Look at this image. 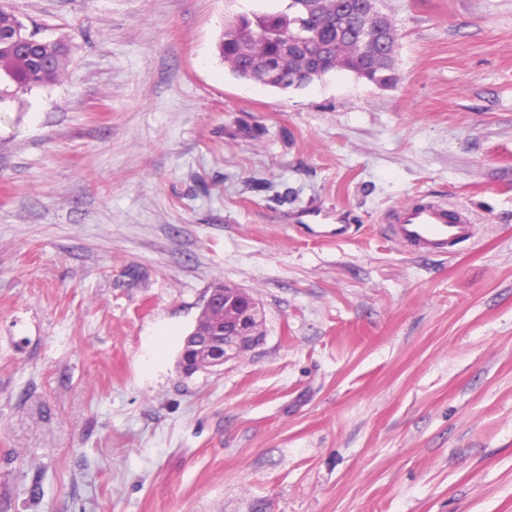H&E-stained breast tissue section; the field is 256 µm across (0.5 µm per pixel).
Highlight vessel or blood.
<instances>
[{
	"instance_id": "obj_1",
	"label": "vessel or blood",
	"mask_w": 512,
	"mask_h": 512,
	"mask_svg": "<svg viewBox=\"0 0 512 512\" xmlns=\"http://www.w3.org/2000/svg\"><path fill=\"white\" fill-rule=\"evenodd\" d=\"M390 230L393 239L429 250L449 249L474 235L467 216L449 212L445 206L431 201L395 209Z\"/></svg>"
}]
</instances>
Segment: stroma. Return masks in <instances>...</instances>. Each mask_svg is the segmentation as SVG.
<instances>
[{
	"label": "stroma",
	"instance_id": "stroma-1",
	"mask_svg": "<svg viewBox=\"0 0 512 512\" xmlns=\"http://www.w3.org/2000/svg\"><path fill=\"white\" fill-rule=\"evenodd\" d=\"M8 5L70 62L0 107V512H512V0L288 91L216 52L280 0ZM426 196L456 253L389 236ZM218 283L265 340L184 375Z\"/></svg>",
	"mask_w": 512,
	"mask_h": 512
}]
</instances>
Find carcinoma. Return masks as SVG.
Masks as SVG:
<instances>
[{
  "instance_id": "cac0c4a2",
  "label": "carcinoma",
  "mask_w": 512,
  "mask_h": 512,
  "mask_svg": "<svg viewBox=\"0 0 512 512\" xmlns=\"http://www.w3.org/2000/svg\"><path fill=\"white\" fill-rule=\"evenodd\" d=\"M378 0H283L274 12L237 16L224 28L217 51L237 78L280 90L303 87L301 73L311 65L308 44L319 45L317 65L322 74L347 70L379 85L394 79L395 34L392 21L377 7ZM370 12L379 29L361 39L356 14ZM19 19L0 5V104L20 92L55 82L68 64V45L48 41L26 51L11 39ZM224 332V305L205 307L194 335L207 340Z\"/></svg>"
}]
</instances>
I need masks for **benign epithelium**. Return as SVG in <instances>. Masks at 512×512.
<instances>
[{"mask_svg":"<svg viewBox=\"0 0 512 512\" xmlns=\"http://www.w3.org/2000/svg\"><path fill=\"white\" fill-rule=\"evenodd\" d=\"M224 294L236 296L230 313L224 317V339L188 364L193 371L219 367L238 359L262 343L265 337V319L259 303L246 290L235 286H224Z\"/></svg>","mask_w":512,"mask_h":512,"instance_id":"obj_1","label":"benign epithelium"}]
</instances>
